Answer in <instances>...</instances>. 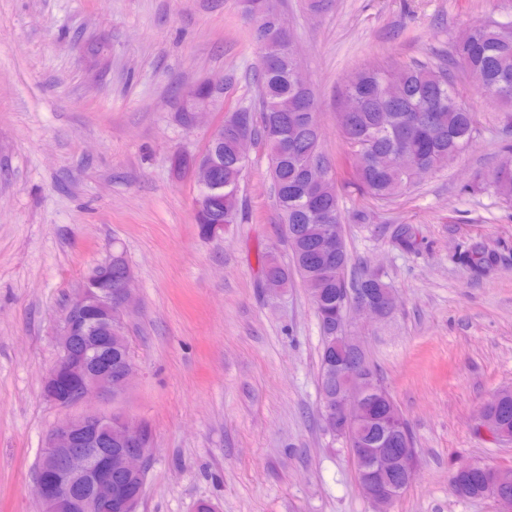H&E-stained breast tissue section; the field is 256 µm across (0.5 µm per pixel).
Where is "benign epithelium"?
<instances>
[{
    "mask_svg": "<svg viewBox=\"0 0 512 512\" xmlns=\"http://www.w3.org/2000/svg\"><path fill=\"white\" fill-rule=\"evenodd\" d=\"M208 94L197 89L187 93L186 119L195 120L216 98L224 94V82L202 83ZM216 160L210 149L197 155L178 153L172 168L191 176L199 185L209 183ZM133 273L122 270L112 278V259L96 266L82 282L65 313L57 336L59 356L45 379L46 396L61 407L81 405L90 395L107 401L130 385L135 367L126 360H112V326L123 323L129 305ZM386 302L358 299L353 309L379 317ZM340 346L350 354L353 369L336 380V393L322 399L324 419L338 433L351 435L363 417L364 391L376 385L366 353L354 337L344 334ZM500 403L494 394L478 414L480 430L491 435L496 428L493 413ZM143 423L124 416L86 412L57 422L43 445L46 466L54 475L38 479L35 495L41 512H64L76 504L82 512H139L144 495V475L152 443L143 442ZM361 471L359 482L377 512H388L392 502L410 485L419 462L415 450L401 441L399 448L352 449ZM464 469L486 476L484 496L493 499L498 512H512V496L504 488L512 482V469L491 468L470 462Z\"/></svg>",
    "mask_w": 512,
    "mask_h": 512,
    "instance_id": "1",
    "label": "benign epithelium"
}]
</instances>
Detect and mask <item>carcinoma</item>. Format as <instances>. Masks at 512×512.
<instances>
[{
  "instance_id": "obj_1",
  "label": "carcinoma",
  "mask_w": 512,
  "mask_h": 512,
  "mask_svg": "<svg viewBox=\"0 0 512 512\" xmlns=\"http://www.w3.org/2000/svg\"><path fill=\"white\" fill-rule=\"evenodd\" d=\"M253 37L260 51H278V63L259 67L255 106L241 107L242 129L267 150L280 223L292 264L275 256L261 255V286H288L298 277L313 289V304L322 333L321 382L329 372L345 367L349 355L336 350V337L343 331L346 308L352 296L367 290L373 296L389 288L382 276L366 272L349 280L347 247L334 254L321 250L322 237L338 229L343 215L336 190L335 165L322 149V129L315 111L317 97L312 87L297 84L288 61L290 35L279 24L274 0H267L266 18L252 21ZM462 67L485 75L486 89L480 97L490 103L512 105V21L488 19L469 29L467 37L453 45ZM388 74L382 69L362 70L345 89L344 101L353 105L352 116L339 122L342 136L358 158L356 183L369 195L394 198L413 184L412 172L396 163L402 151L434 170L448 165L476 134V113L460 99L444 70L424 65L404 66L397 83L386 88ZM238 129H224L217 152L222 164L215 182L198 190L203 202L199 233L211 237L226 224L235 223L242 208L241 182L247 165L239 161ZM490 185L499 195L512 197V150L506 151L492 174ZM130 355L124 328L112 332V357ZM503 411L497 419L498 434L512 438V388L500 389ZM395 407L391 395H378L367 402V418L354 440L365 448L379 447L390 430L387 414ZM453 491L462 498H478L481 479L463 468L452 475Z\"/></svg>"
}]
</instances>
